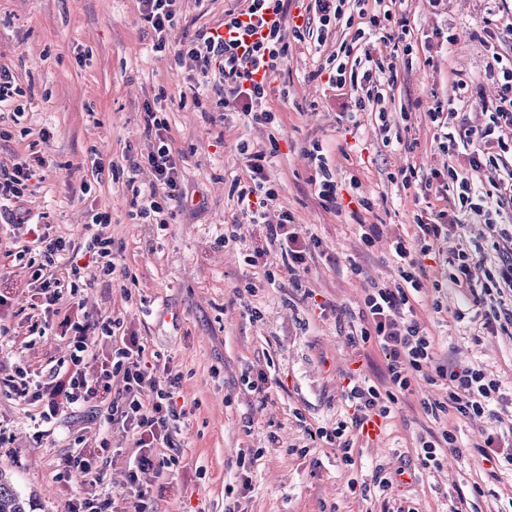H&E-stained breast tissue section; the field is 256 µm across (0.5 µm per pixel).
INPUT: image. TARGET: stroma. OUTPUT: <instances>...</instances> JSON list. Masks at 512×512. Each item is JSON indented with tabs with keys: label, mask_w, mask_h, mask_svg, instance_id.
I'll use <instances>...</instances> for the list:
<instances>
[{
	"label": "stroma",
	"mask_w": 512,
	"mask_h": 512,
	"mask_svg": "<svg viewBox=\"0 0 512 512\" xmlns=\"http://www.w3.org/2000/svg\"><path fill=\"white\" fill-rule=\"evenodd\" d=\"M240 0H180L179 23L164 51L152 49L153 35L140 16L137 0H0V67L8 68L21 96L0 106V164L40 156L50 164L42 181L14 208L30 223H47L52 234L79 240L88 216L105 212L116 253L113 276H96L83 291V313L95 321L120 319L126 333L140 336L148 355L159 356L178 374L175 454L178 463L160 478L152 512H224V489L237 485V454L261 448L265 454L252 472V491L243 512H451L466 498L467 512H512V466L502 455L486 459L475 448L482 434L499 432L512 421V406L499 418L471 422L448 419L465 451L447 456L440 470L424 471L414 448L419 433L436 429L417 401L435 398L439 387L419 382L415 399L399 402L381 438L354 447L355 466H345L333 445H306V428L334 426L345 408L346 374L359 370L375 378L348 338L349 321L363 307L370 283L398 278L392 251L396 235L410 232L425 206L447 209L445 199L417 198L404 188L401 169L415 166L419 176L448 164L439 149L441 128L427 118L436 102L446 101L456 81L467 84L457 110L469 125L486 121L485 111L499 97L487 78L493 53L512 57V41L488 45L481 37L485 19L512 22V0H403L396 17L406 26L412 54L375 42L376 54L394 69L383 90V105L402 141L383 145L374 115L363 114L359 128L341 115L351 109L350 88L328 82L319 68L338 52L344 31L328 38L321 52L291 49L279 82L286 99H273L282 125L259 127L237 113L220 116L215 103L222 87L205 82L199 67L178 53L198 31L217 27ZM455 33V45L437 39L436 30ZM163 103L169 146L175 156L184 203L171 204L166 226L131 216V186L149 188L153 175L143 158L154 138L146 130V106ZM278 152L267 174L279 188L268 208L270 221L290 212L321 242L323 254L301 273L304 299L287 279L262 283L260 270L245 263L249 250L266 246L261 224L241 222L234 183L244 174L235 149L244 138ZM414 143L405 151L404 142ZM327 147V162L340 186L337 202L317 198L308 178L307 155L314 143ZM90 192H83V185ZM372 203L361 212L358 197ZM378 224L382 233L361 250L357 220ZM236 238L224 242L225 226ZM361 274H352L350 261ZM260 281L256 293L247 279ZM442 312L420 308L418 315L436 341L441 363H483L512 388V339L480 334L458 322V290H435ZM32 288L21 270L0 256V326L12 352L0 354V379L15 366L39 369L66 356L62 336L30 334ZM331 309L320 312L319 303ZM260 318H252V309ZM267 375V395L248 392L245 376ZM39 410L0 391V462L16 487L33 496L35 512H65L69 500L88 493L114 492L117 512L123 499L126 461L133 453L130 433L88 412H65L39 424ZM85 448L107 443L99 460L103 480L90 486L59 476V462L75 440ZM392 477L380 491L375 476Z\"/></svg>",
	"instance_id": "35a3bbf8"
}]
</instances>
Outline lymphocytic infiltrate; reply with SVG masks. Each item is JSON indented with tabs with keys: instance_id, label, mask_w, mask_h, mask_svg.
Wrapping results in <instances>:
<instances>
[{
	"instance_id": "f902f5d3",
	"label": "lymphocytic infiltrate",
	"mask_w": 512,
	"mask_h": 512,
	"mask_svg": "<svg viewBox=\"0 0 512 512\" xmlns=\"http://www.w3.org/2000/svg\"><path fill=\"white\" fill-rule=\"evenodd\" d=\"M291 2L245 0L241 10L224 14L228 39L206 31L181 50V57L223 83L224 96L217 102V110L241 113L258 126H281L278 112L269 107L268 101L277 92V72L291 48L324 43L339 25H352L357 16L367 18L368 25L355 27L352 41L359 46L368 44L371 28L378 26L380 18L391 17L396 0H375L378 11L372 15L364 7L365 0H310L303 24L288 27L283 19ZM138 3L144 22L156 35L155 50L163 51L178 23L177 0ZM488 75L500 82L501 96L484 126L469 127L457 120L455 110L447 111L440 105L428 113L431 123L444 127L440 149L452 157L453 163L420 181L421 192L457 201L460 209L438 211L427 221L416 218L410 237L399 236L392 243L398 260V281L368 290L353 340L359 347L383 354L385 368L380 382L350 379L345 392V402L351 410L348 419L338 421L332 428L307 432L311 441L336 445L345 465L354 463L351 450L364 422L375 416L390 422L395 405L414 395L418 380L444 387L441 398L420 402L422 412L437 422L451 414L468 420L491 417L496 407L512 400L503 391L499 376L483 364L458 367L436 362L435 340L418 316L423 304L422 280L428 275L425 259L444 249L448 255L438 277L448 287L460 289L465 297L464 306L454 313L455 319L461 322L470 315L484 334L512 337V231L502 225L504 201L512 196V170L505 178L483 187L456 167L461 161L474 170L497 168L498 151L504 148L506 136L512 135V58L493 56ZM145 121L155 135L147 163L159 188L149 192L133 188L131 204L136 218L162 225L168 213L167 202L182 200L183 193L168 145L166 120L150 107ZM236 149L245 168L243 177L235 182L241 216L249 223L264 225L268 243L276 245L283 258L281 266L271 265L266 249L256 248L246 255L245 262L262 269L267 281H275L283 274L289 280H297L320 241L294 224L290 214H282L278 223H267L266 210L278 196L266 174L267 152L245 139L237 142ZM45 166L40 157H20L0 165L1 224L22 228L23 223L10 204L24 195L31 180ZM462 211L484 224L487 234L483 242L451 249L447 242L462 227L458 217ZM110 223L108 214L93 213L84 226L86 242L80 248L36 228L28 244L10 250L16 267L24 270L45 305L47 319L38 327V335H45L58 323L67 328L69 337L66 359L45 371L16 367L8 387L15 397L39 406L40 418L46 423L64 410L75 413L105 404L106 419L129 430L134 440L124 496L131 500L134 512H146L155 475L175 462L169 454L176 446L170 422L177 415L174 388L178 378L160 375L158 363L148 361L139 337L123 333L117 319L97 325L101 336L113 343L111 358L99 360L90 350L89 326L80 320L76 303L85 284L77 256L82 252L90 254L104 275L114 274L113 241L107 232ZM428 365L434 366V374H423V367ZM116 378L122 387L115 391L111 385ZM461 452L454 431L447 428L427 432L417 441V456L426 470L440 468L447 454Z\"/></svg>"
}]
</instances>
